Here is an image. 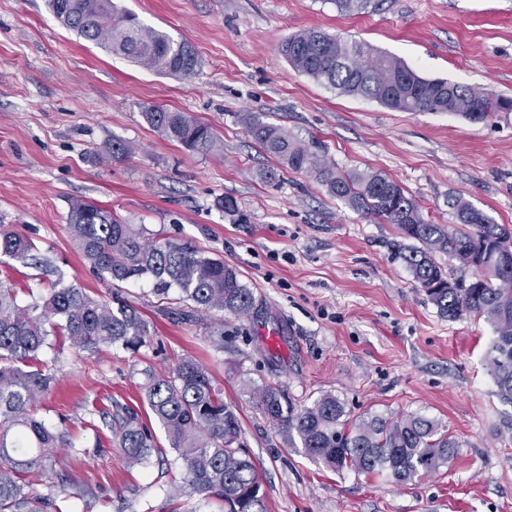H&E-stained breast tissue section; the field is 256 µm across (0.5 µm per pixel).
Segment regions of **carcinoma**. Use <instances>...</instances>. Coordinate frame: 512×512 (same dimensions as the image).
<instances>
[{
    "label": "carcinoma",
    "mask_w": 512,
    "mask_h": 512,
    "mask_svg": "<svg viewBox=\"0 0 512 512\" xmlns=\"http://www.w3.org/2000/svg\"><path fill=\"white\" fill-rule=\"evenodd\" d=\"M48 5L67 29L146 69L190 76L198 67V55L189 43L173 41L133 14H116L112 0H48ZM281 54L316 83L393 110L456 113L471 120L512 112V98L423 78L364 41L321 29L292 35L281 44ZM144 118L188 151L216 147L210 126L187 112L154 106ZM247 130L267 155L292 170L314 173L330 195L394 225L395 258L442 316L457 319L468 314L492 324L488 371L500 400L512 405V227L494 223L460 197L448 199L458 224H434L395 180L376 172L338 174L288 130L257 116L248 118ZM219 205L235 221L247 222L235 198L226 196ZM67 226L73 245L100 277L123 283L147 276L155 280L159 295L178 289L188 303L184 321L211 311L240 318L255 309L254 294L237 268L187 242L154 237L144 225L131 224L110 208L76 199ZM0 255L25 265L40 262L36 244L4 224ZM440 255L465 274H451L438 260ZM154 334L151 322L132 306L121 302L114 307L79 286L54 284L38 297L30 290L25 300L17 289L0 284V512H69V499L91 495L84 488L69 492L64 482L54 480V451L69 442L64 431L37 417V403L53 380L39 359L50 347V338H65L91 353L112 346L136 352ZM144 375L147 405L183 471L181 478L171 479V495L213 497L224 503V512H267L260 474L244 449L239 415L224 402L222 388L206 368L189 359L169 375L149 370ZM252 396L273 427L290 439L298 438L308 456L334 472L376 474L404 485L447 465L458 448L447 431L424 416H373L351 422L344 403L332 394L300 408L271 385L254 387ZM89 414L112 432L127 465L142 464L155 448L153 435L128 405L116 400L95 403ZM35 482L45 484L47 492L33 493Z\"/></svg>",
    "instance_id": "carcinoma-1"
}]
</instances>
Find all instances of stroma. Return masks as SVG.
Here are the masks:
<instances>
[{
  "label": "stroma",
  "instance_id": "stroma-1",
  "mask_svg": "<svg viewBox=\"0 0 512 512\" xmlns=\"http://www.w3.org/2000/svg\"><path fill=\"white\" fill-rule=\"evenodd\" d=\"M195 48V74L145 69L65 29L47 0H0V224L31 238L48 267L0 256V283L47 292L52 282L106 293L73 248L70 203L84 198L130 223L188 241L236 267L256 307L178 317L177 289L118 284L120 299L155 325L138 353L71 344L47 351L54 380L39 417L62 426L56 452L67 484L91 486L74 512H171L161 449L168 443L142 399L144 370L165 373L194 358L238 412L268 512H512V405L487 370L495 336L485 320L442 316L393 258L394 225L354 211L307 171L270 159L245 118L279 125L322 147L338 173L373 171L397 181L437 224L455 223L460 196L512 225V112L480 122L440 112H397L343 96L296 72L280 54L312 27L391 54L425 78L512 97V0H379L359 15L334 0H115ZM153 106L208 123L218 147L186 151L143 117ZM132 153L113 158L112 141ZM249 217L233 223L218 201ZM278 331V347L265 342ZM277 387L295 405L334 394L353 416L415 414L459 443L454 460L403 486L336 473L273 428L251 385ZM136 409L159 446L128 466L109 429L86 422L95 399Z\"/></svg>",
  "mask_w": 512,
  "mask_h": 512
}]
</instances>
